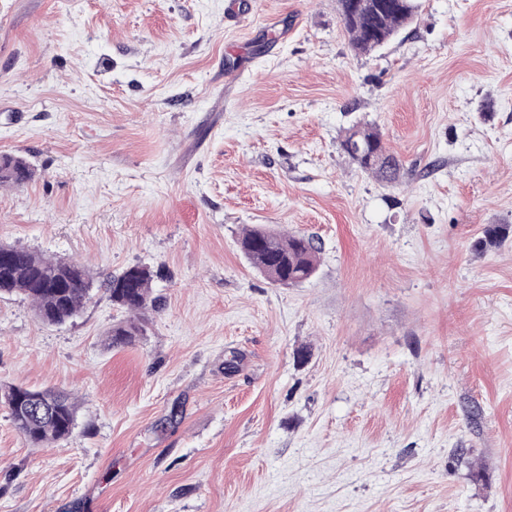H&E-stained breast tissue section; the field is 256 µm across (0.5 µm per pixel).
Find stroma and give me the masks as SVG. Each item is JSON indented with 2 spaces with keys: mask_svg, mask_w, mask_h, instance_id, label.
Returning a JSON list of instances; mask_svg holds the SVG:
<instances>
[{
  "mask_svg": "<svg viewBox=\"0 0 512 512\" xmlns=\"http://www.w3.org/2000/svg\"><path fill=\"white\" fill-rule=\"evenodd\" d=\"M0 0V244L90 267L62 326L0 298V387L76 401L34 448L0 404V512H512V0H419L352 51L337 0ZM233 76H225V67ZM379 130L388 188L340 142ZM314 237L271 283L239 249ZM162 267L112 346L102 283ZM32 170L29 164L20 157H0V184L22 185L32 177ZM239 246L254 268L282 286H295L314 276L321 250L313 237L285 235L261 227L245 233Z\"/></svg>",
  "mask_w": 512,
  "mask_h": 512,
  "instance_id": "35a3bbf8",
  "label": "stroma"
}]
</instances>
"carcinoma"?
Wrapping results in <instances>:
<instances>
[{
    "label": "carcinoma",
    "mask_w": 512,
    "mask_h": 512,
    "mask_svg": "<svg viewBox=\"0 0 512 512\" xmlns=\"http://www.w3.org/2000/svg\"><path fill=\"white\" fill-rule=\"evenodd\" d=\"M338 9L352 49L369 56L410 26L418 0H338ZM341 148L380 184L391 186L399 181L402 164L374 128L349 129ZM31 177L32 170L24 159L0 157V184L19 186ZM239 246L254 268L282 286H295L314 276L321 250L310 236L285 235L261 227L245 233ZM158 274L148 267L132 266L105 283L112 304L128 313L126 320L112 326V344H129L143 335L139 314L156 307L152 282ZM93 285L90 270L78 262L0 244V296L19 294L29 299L36 316L47 325L62 326L72 320L90 300ZM34 394L48 411L30 408ZM0 402L7 407L15 428L33 447L55 445L74 435L76 405L64 392L8 386L0 390Z\"/></svg>",
    "instance_id": "obj_1"
}]
</instances>
